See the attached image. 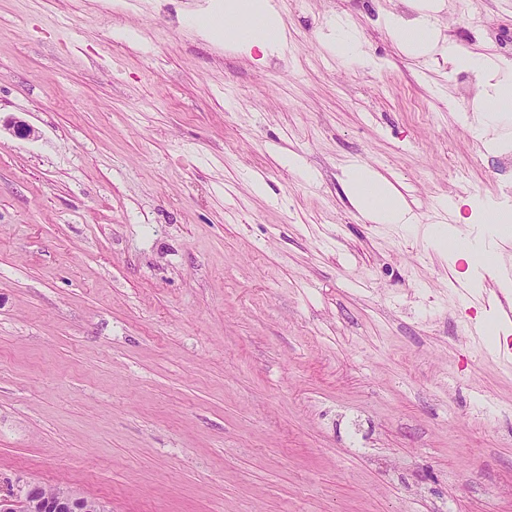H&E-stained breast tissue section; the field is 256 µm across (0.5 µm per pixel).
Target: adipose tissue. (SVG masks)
<instances>
[{"label":"adipose tissue","instance_id":"1","mask_svg":"<svg viewBox=\"0 0 512 512\" xmlns=\"http://www.w3.org/2000/svg\"><path fill=\"white\" fill-rule=\"evenodd\" d=\"M417 13L414 21L398 14H387L385 25L391 37L404 49L418 55L429 53L442 36L435 24L441 9L440 0H414ZM224 29V45L229 49L267 51L284 45L286 34L278 18L271 14L265 0H216L200 25V32L213 36L216 29ZM448 56L467 68L491 71L495 80L492 93L479 96L473 103L475 119L470 125L477 139L486 136V121L501 124L500 143L512 141V72L493 61L470 55H461L455 44L447 45ZM346 184L354 206L379 224H414L418 217L401 193L380 173L360 165L348 168ZM468 208L463 227L437 225L432 243L448 257L450 264L465 262L462 279L473 288L480 287L485 273L500 272L502 287L512 286V278L503 275L505 266L503 244L507 241L505 226L512 222V208L494 199L452 202L451 210Z\"/></svg>","mask_w":512,"mask_h":512}]
</instances>
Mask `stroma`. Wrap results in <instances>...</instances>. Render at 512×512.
Returning <instances> with one entry per match:
<instances>
[{
  "label": "stroma",
  "mask_w": 512,
  "mask_h": 512,
  "mask_svg": "<svg viewBox=\"0 0 512 512\" xmlns=\"http://www.w3.org/2000/svg\"><path fill=\"white\" fill-rule=\"evenodd\" d=\"M206 2L0 0V489L512 512V374L477 318L512 288L427 243L450 202L512 201V142L470 134L479 73L394 42L400 0H271L269 56L202 38ZM437 23L512 67V0ZM355 164L419 223L361 214Z\"/></svg>",
  "instance_id": "stroma-1"
}]
</instances>
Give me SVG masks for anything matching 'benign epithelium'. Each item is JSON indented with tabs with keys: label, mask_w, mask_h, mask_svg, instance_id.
Returning <instances> with one entry per match:
<instances>
[{
	"label": "benign epithelium",
	"mask_w": 512,
	"mask_h": 512,
	"mask_svg": "<svg viewBox=\"0 0 512 512\" xmlns=\"http://www.w3.org/2000/svg\"><path fill=\"white\" fill-rule=\"evenodd\" d=\"M104 502L90 501L69 489L54 495L45 494L39 485H28L16 491L0 492V512H107Z\"/></svg>",
	"instance_id": "1"
}]
</instances>
